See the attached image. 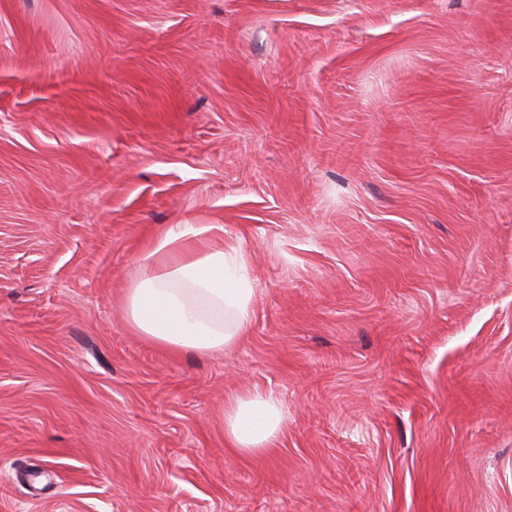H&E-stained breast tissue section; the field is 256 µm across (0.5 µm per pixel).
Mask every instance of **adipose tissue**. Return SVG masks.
I'll use <instances>...</instances> for the list:
<instances>
[{"label":"adipose tissue","mask_w":512,"mask_h":512,"mask_svg":"<svg viewBox=\"0 0 512 512\" xmlns=\"http://www.w3.org/2000/svg\"><path fill=\"white\" fill-rule=\"evenodd\" d=\"M199 234L193 225H175L129 288L127 304L140 336L206 355L232 348L247 334L254 288L240 252L196 244ZM282 426L278 402L265 393L234 396L224 407V436L241 454L266 451Z\"/></svg>","instance_id":"obj_1"}]
</instances>
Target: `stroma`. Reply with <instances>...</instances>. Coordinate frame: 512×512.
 <instances>
[{
	"instance_id": "35a3bbf8",
	"label": "stroma",
	"mask_w": 512,
	"mask_h": 512,
	"mask_svg": "<svg viewBox=\"0 0 512 512\" xmlns=\"http://www.w3.org/2000/svg\"><path fill=\"white\" fill-rule=\"evenodd\" d=\"M174 224L229 350L129 323ZM0 512H512V0H0ZM176 224L128 290L134 330L171 350L201 355L232 348L251 327L255 288L238 251L192 244L203 233ZM283 413L278 402L261 392L231 398L224 407V437L241 454H259L281 432Z\"/></svg>"
}]
</instances>
